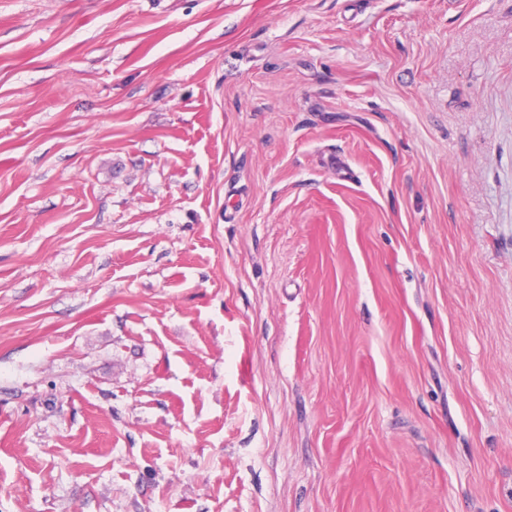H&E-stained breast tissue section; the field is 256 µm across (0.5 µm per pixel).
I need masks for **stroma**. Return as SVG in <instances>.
<instances>
[{
  "mask_svg": "<svg viewBox=\"0 0 512 512\" xmlns=\"http://www.w3.org/2000/svg\"><path fill=\"white\" fill-rule=\"evenodd\" d=\"M0 512H512V0H0Z\"/></svg>",
  "mask_w": 512,
  "mask_h": 512,
  "instance_id": "stroma-1",
  "label": "stroma"
}]
</instances>
